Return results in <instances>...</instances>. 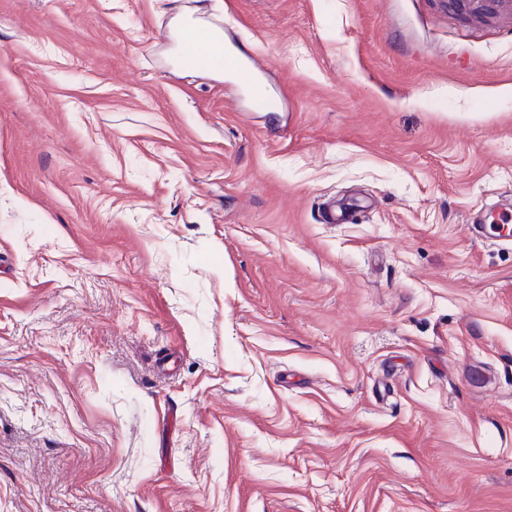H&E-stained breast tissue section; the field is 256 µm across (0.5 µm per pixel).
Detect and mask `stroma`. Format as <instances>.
I'll list each match as a JSON object with an SVG mask.
<instances>
[{
	"label": "stroma",
	"mask_w": 512,
	"mask_h": 512,
	"mask_svg": "<svg viewBox=\"0 0 512 512\" xmlns=\"http://www.w3.org/2000/svg\"><path fill=\"white\" fill-rule=\"evenodd\" d=\"M501 199L502 15L0 0V512H512ZM224 68L233 73L247 87H256L260 83L258 66L252 57L240 56L235 52H224ZM477 223V224H475ZM512 207H490L483 210L479 220L469 225L476 238L512 241Z\"/></svg>",
	"instance_id": "obj_1"
}]
</instances>
